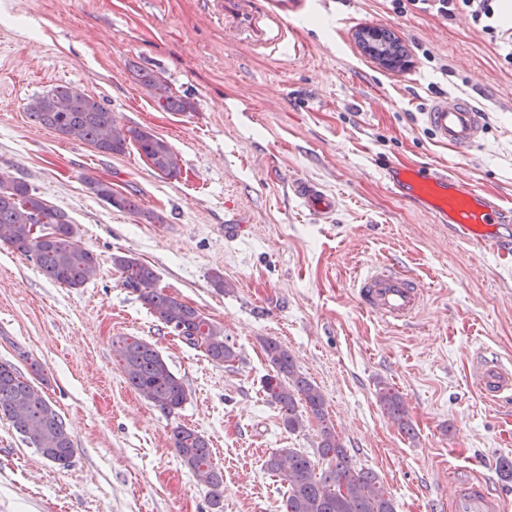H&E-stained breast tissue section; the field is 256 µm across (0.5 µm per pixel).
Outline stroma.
Segmentation results:
<instances>
[{
    "mask_svg": "<svg viewBox=\"0 0 512 512\" xmlns=\"http://www.w3.org/2000/svg\"><path fill=\"white\" fill-rule=\"evenodd\" d=\"M383 28L404 67H382L356 34ZM512 33H485L469 15L443 19L390 0H304L279 47L224 31L214 0H0V173L26 181L67 213L77 242L98 257L83 287L45 277L0 244V360L29 373L74 445L68 467L45 460L0 418V512H212L209 490L180 461L172 431L204 435L224 476V512H284L287 485L268 455L317 452L320 426L284 429L263 390L274 339L316 384L328 422L355 469L373 471L396 512H448L449 472L471 470L512 501V400L492 402L471 378L477 356L512 368V256L464 242L395 196L389 163L449 167L512 208ZM159 74L184 112L159 108L139 69ZM70 85L125 128L168 141L181 172L168 178L128 144L104 154L35 125L27 107ZM485 109V140L459 154L420 119L441 96ZM134 196L149 224L91 194L86 177ZM294 178L336 197L329 219L300 211ZM239 225L226 235L225 225ZM151 266L158 288L220 326L238 352L218 365L176 336L123 288L112 257ZM387 263L425 285L412 323L393 326L358 305L353 281ZM232 283L219 293L210 276ZM155 344L187 400L166 415L126 382L114 346ZM404 401L406 434L379 402Z\"/></svg>",
    "mask_w": 512,
    "mask_h": 512,
    "instance_id": "1",
    "label": "stroma"
}]
</instances>
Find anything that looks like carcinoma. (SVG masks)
I'll return each mask as SVG.
<instances>
[{
	"instance_id": "carcinoma-1",
	"label": "carcinoma",
	"mask_w": 512,
	"mask_h": 512,
	"mask_svg": "<svg viewBox=\"0 0 512 512\" xmlns=\"http://www.w3.org/2000/svg\"><path fill=\"white\" fill-rule=\"evenodd\" d=\"M140 83L160 107L169 112H185L189 101L175 95L167 83L148 70L138 72ZM36 123L62 135L82 140L102 153H121L133 140L153 168L169 178L179 174L178 159L165 140L138 128L120 127L112 114L93 97L67 85H58L36 97L28 107ZM89 191L111 206L141 214L151 223L163 218L142 212L130 196H118L112 187L87 178ZM49 224L53 235L39 240L32 225ZM0 242L34 258L37 267L51 281L67 288H80L94 275L97 257L76 244L68 215L38 196L24 181L0 173ZM122 285L138 294L160 321L189 344L203 350L216 364H231L238 358L235 347L224 338L223 329L207 320L196 308L156 287L152 267L129 256H112ZM122 370L129 385L172 415L187 400L183 382L169 368L155 346L141 338L116 342ZM264 352L272 373L264 380V391L280 407L286 430L304 428V415L325 421V399L320 389L297 370L293 355L275 340L264 342ZM379 401L389 417L405 432L412 431L406 407L399 395L379 391ZM0 415L6 417L23 439L37 448L42 457L58 466L70 465L74 455L71 436L60 415L32 381L15 366L0 361ZM173 447L181 462L210 490V505L221 512L222 472L211 461L208 440L197 431L178 427L172 433ZM319 456L334 464L323 475L316 473L311 460L292 448H281L267 458V470L288 484L285 512H395L392 499L377 483L370 470L352 468L346 448L331 426H324L317 445Z\"/></svg>"
}]
</instances>
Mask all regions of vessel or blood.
<instances>
[{
    "label": "vessel or blood",
    "mask_w": 512,
    "mask_h": 512,
    "mask_svg": "<svg viewBox=\"0 0 512 512\" xmlns=\"http://www.w3.org/2000/svg\"><path fill=\"white\" fill-rule=\"evenodd\" d=\"M294 0H277L276 10L258 5L257 0H224L225 20L235 30L257 37L271 30L285 32L287 16ZM422 120L438 143L465 151L480 143L486 133V114L469 100L441 97L430 102ZM382 177L390 190L435 215L459 238L480 244L496 254L512 251V237L504 229L512 223V211L499 200L448 170L414 164L385 166ZM300 206L319 217H329L336 202L316 184L294 179L290 182ZM354 295L366 312L387 323L407 324L420 309L425 296L416 277L387 264H371L355 279ZM475 384L489 400L512 396V370L497 361L481 360L473 370ZM448 499L450 512H505L504 498L491 492L481 476L469 473L454 476Z\"/></svg>",
    "instance_id": "vessel-or-blood-1"
}]
</instances>
